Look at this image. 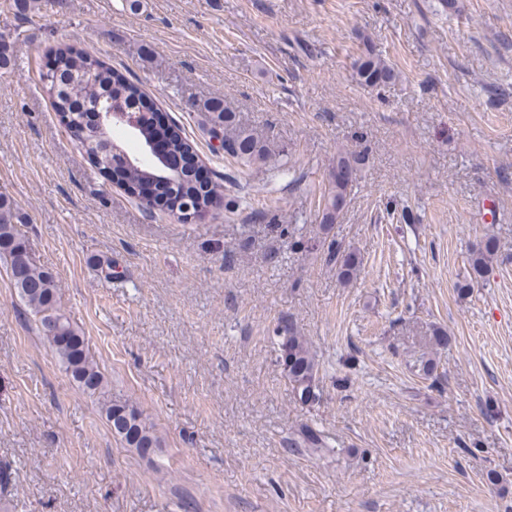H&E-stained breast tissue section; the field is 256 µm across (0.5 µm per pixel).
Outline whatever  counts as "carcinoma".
<instances>
[{
	"label": "carcinoma",
	"mask_w": 512,
	"mask_h": 512,
	"mask_svg": "<svg viewBox=\"0 0 512 512\" xmlns=\"http://www.w3.org/2000/svg\"><path fill=\"white\" fill-rule=\"evenodd\" d=\"M358 82L371 88H382L394 83L398 72L375 49L368 47L355 62ZM46 83L53 105L60 114L69 134L84 149L90 162L99 170L110 169L116 162L109 145L100 137L99 129L90 125L85 112L96 105L115 109L134 108L138 112L135 130L142 144L158 136L153 123L155 107L146 101L139 84L113 70L99 57L62 46L56 50L51 68L41 76ZM212 121L224 125V152L243 166L262 163L272 155L270 142L235 123V116L224 110L218 101L210 105ZM169 151L178 156L194 153L189 139L179 129L168 131ZM362 151L339 152L328 173V188L323 194L321 223L326 227L337 222L343 214L349 191L364 165ZM147 178L156 180L157 194L188 198L203 209L220 199L219 185H199L189 171L178 181L157 159L126 166L125 179L133 187ZM15 200L0 193V261L18 267L11 277L13 288L35 318L39 335L54 349L65 373L86 393L94 395L104 387L105 379L88 348L85 336L62 309L56 275L48 267L27 258L28 239L14 224ZM497 252L496 242L489 238L471 251L468 275L458 289L465 293L485 279L489 264ZM338 275L348 282L357 276L360 267L358 255L336 250ZM277 337L278 359L291 385L294 400L309 406L320 398L319 363L314 352L290 320H281L274 330ZM103 411L113 436L125 447L141 457H150L161 447V439L151 423L135 405L121 400L103 402ZM302 443L313 450L328 447L317 431L306 427L301 431Z\"/></svg>",
	"instance_id": "cac0c4a2"
}]
</instances>
